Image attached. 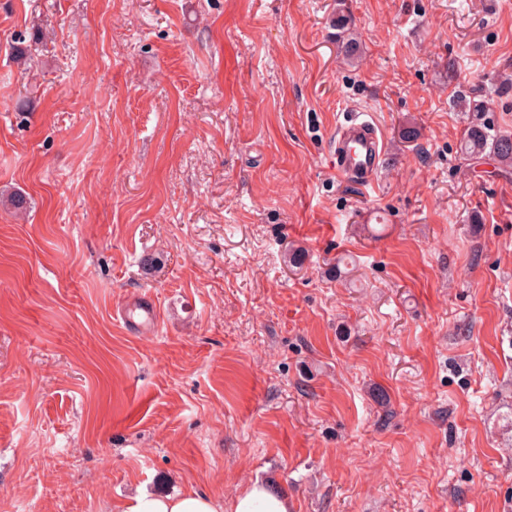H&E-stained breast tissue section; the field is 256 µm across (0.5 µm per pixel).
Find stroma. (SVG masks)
<instances>
[{"instance_id": "35a3bbf8", "label": "stroma", "mask_w": 512, "mask_h": 512, "mask_svg": "<svg viewBox=\"0 0 512 512\" xmlns=\"http://www.w3.org/2000/svg\"><path fill=\"white\" fill-rule=\"evenodd\" d=\"M507 77L512 0H0V512H512V168L456 104L512 136ZM476 97L460 101L464 112H474L460 143L461 154L469 160L489 149L500 164L512 166V137L491 133L492 129L481 118L482 112H487L485 101ZM361 114L346 120L336 137L331 161L344 180L370 183L382 159V139L375 125ZM119 512H289V506L285 497L257 481L229 503L193 490L165 495L139 490Z\"/></svg>"}]
</instances>
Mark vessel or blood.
I'll return each instance as SVG.
<instances>
[{
  "instance_id": "1",
  "label": "vessel or blood",
  "mask_w": 512,
  "mask_h": 512,
  "mask_svg": "<svg viewBox=\"0 0 512 512\" xmlns=\"http://www.w3.org/2000/svg\"><path fill=\"white\" fill-rule=\"evenodd\" d=\"M381 159L382 139L375 125L357 116L346 120L336 137L331 157L337 175L351 182H371Z\"/></svg>"
}]
</instances>
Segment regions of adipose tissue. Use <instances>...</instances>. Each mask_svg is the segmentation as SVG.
<instances>
[{
    "mask_svg": "<svg viewBox=\"0 0 512 512\" xmlns=\"http://www.w3.org/2000/svg\"><path fill=\"white\" fill-rule=\"evenodd\" d=\"M120 512H289V506L285 497L257 482L228 502L192 490L165 495L141 490Z\"/></svg>",
    "mask_w": 512,
    "mask_h": 512,
    "instance_id": "ef3b65f1",
    "label": "adipose tissue"
}]
</instances>
